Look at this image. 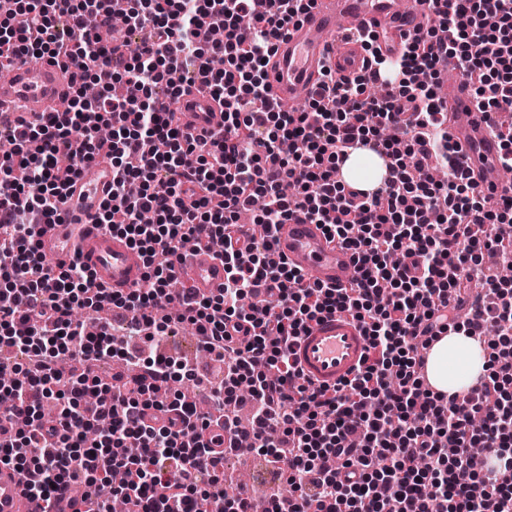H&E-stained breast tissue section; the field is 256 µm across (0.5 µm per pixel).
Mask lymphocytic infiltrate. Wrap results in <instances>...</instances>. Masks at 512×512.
Wrapping results in <instances>:
<instances>
[{"label":"lymphocytic infiltrate","mask_w":512,"mask_h":512,"mask_svg":"<svg viewBox=\"0 0 512 512\" xmlns=\"http://www.w3.org/2000/svg\"><path fill=\"white\" fill-rule=\"evenodd\" d=\"M10 2L0 68L49 57L82 71L59 111L0 127V347L10 350L0 392L19 424L0 463L28 495L46 501L73 486L85 512H112L117 497L127 512H202L215 499L254 512L244 486L221 483L223 453L201 442L209 418L169 395L170 382L197 377L159 347L187 322L200 351L224 364L215 397L231 452L249 434L291 488L265 512H512V291L500 274L512 267V238L501 235L512 194L491 204L477 191L435 94L452 67L491 123L512 108V0H430L447 41L427 30L393 59L365 42L371 67L328 78L299 112L272 107L266 61L309 0H265L259 13L254 0H125L109 46L85 20L111 16V0ZM195 81L224 106L223 129L201 144L159 104ZM354 142L390 158V183L363 200L336 176ZM103 154L112 192L97 222L148 268L126 294L95 284L79 259L52 265L37 249L66 187L58 159L78 175ZM297 214L352 249L353 286L308 282L274 257L278 225ZM189 240L224 263L211 296L170 292ZM474 282L487 306L455 317ZM79 308L130 315L129 336L153 342L151 354L132 357L107 331L89 332ZM332 312L358 321L370 348L329 390L307 382L291 353ZM451 331L489 351L488 375L462 397L434 394L415 369L418 339ZM112 359L122 369L110 379L85 375ZM247 400L244 431L227 410ZM166 407L177 424L146 422V410Z\"/></svg>","instance_id":"obj_1"}]
</instances>
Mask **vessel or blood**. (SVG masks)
<instances>
[{
  "label": "vessel or blood",
  "mask_w": 512,
  "mask_h": 512,
  "mask_svg": "<svg viewBox=\"0 0 512 512\" xmlns=\"http://www.w3.org/2000/svg\"><path fill=\"white\" fill-rule=\"evenodd\" d=\"M428 13V0H315L276 43L268 68L275 108L294 109L300 91L318 93L324 68H332L339 78L363 71L368 59L365 38H374L384 56L399 55L406 39L423 32ZM78 79L77 68L65 70L47 60L35 66L13 65L9 78L0 81V114L17 105L24 106L29 116L53 111ZM160 103L165 111L175 113L188 135L201 138L224 126V111L209 91L164 96ZM443 104L451 136L461 148L473 183L486 196H496L501 188L490 174L499 168V138L465 82L449 84ZM111 187L112 166L106 162L93 164L89 173L71 181L59 201L63 223L42 225L37 245L51 262L80 255L97 283L125 293L142 283L144 266L137 249L95 223ZM274 253L322 286L347 288L353 283L352 251L332 241L321 225L289 219L278 228ZM181 275L198 294L209 295L222 287L224 265L212 251L200 249L189 253ZM367 347L358 324L347 315L334 314L312 323L295 345L292 360L313 385L334 386L352 377ZM73 497L68 491L36 507L22 492L18 471L0 464V512H73Z\"/></svg>",
  "instance_id": "1"
}]
</instances>
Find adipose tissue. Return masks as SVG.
I'll return each instance as SVG.
<instances>
[{
	"instance_id": "obj_1",
	"label": "adipose tissue",
	"mask_w": 512,
	"mask_h": 512,
	"mask_svg": "<svg viewBox=\"0 0 512 512\" xmlns=\"http://www.w3.org/2000/svg\"><path fill=\"white\" fill-rule=\"evenodd\" d=\"M487 370L485 350L464 334L448 333L431 351L429 377L432 385L441 392L451 395L467 389Z\"/></svg>"
}]
</instances>
